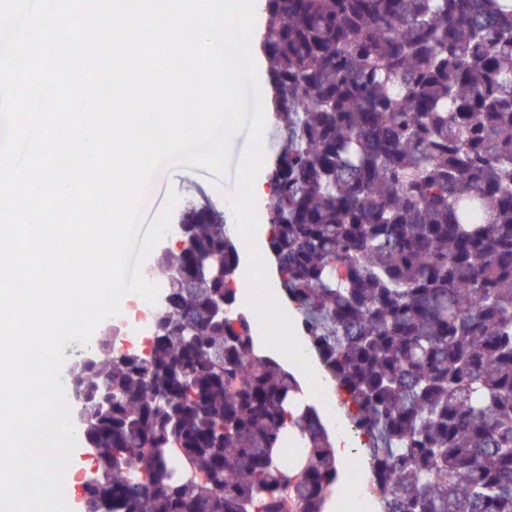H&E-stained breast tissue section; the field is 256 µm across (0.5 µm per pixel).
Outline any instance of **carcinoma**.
Wrapping results in <instances>:
<instances>
[{
  "label": "carcinoma",
  "mask_w": 512,
  "mask_h": 512,
  "mask_svg": "<svg viewBox=\"0 0 512 512\" xmlns=\"http://www.w3.org/2000/svg\"><path fill=\"white\" fill-rule=\"evenodd\" d=\"M285 139L270 252L390 482L386 512H512V0H265ZM231 214L188 203L195 248L152 275L147 355L112 326L68 378L98 415L91 512H327L330 435L236 303ZM179 266L190 274L166 278ZM205 481L181 477L186 465Z\"/></svg>",
  "instance_id": "obj_1"
}]
</instances>
